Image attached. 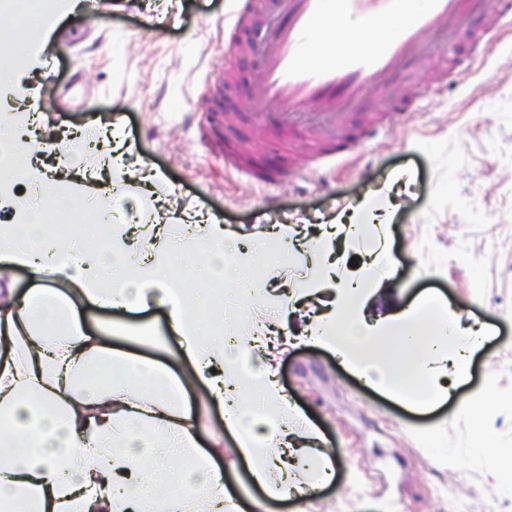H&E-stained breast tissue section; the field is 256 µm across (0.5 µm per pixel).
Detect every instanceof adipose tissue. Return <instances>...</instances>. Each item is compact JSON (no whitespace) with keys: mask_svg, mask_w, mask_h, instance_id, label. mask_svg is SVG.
Segmentation results:
<instances>
[{"mask_svg":"<svg viewBox=\"0 0 512 512\" xmlns=\"http://www.w3.org/2000/svg\"><path fill=\"white\" fill-rule=\"evenodd\" d=\"M81 0H35L29 10L39 39L0 65V98L20 92V75L43 67V41L59 20L81 9ZM346 17L327 18L322 42L364 49L382 31L395 30ZM28 112L0 113V147L10 167L0 177V272L25 271L34 283L24 293L6 288L0 299V512H272L271 502L295 498L296 512H312L318 493L335 479L334 449L319 458L304 451L306 433L321 447V432L283 389L272 365L280 344L254 317L225 323L212 292L221 282L254 311L279 315L293 309L269 281L252 275L258 264L278 261V242L290 225L259 237L214 219L179 212L161 216L147 246L132 225L106 226L104 248L90 250L80 236L59 242L47 213L63 204L100 209L130 176L123 151L100 155L95 169L74 167L72 176L40 173V157L28 133ZM111 173V185L87 195V182ZM334 232L326 230L307 256V276L295 297L333 292L328 312L311 319L301 342L336 355L366 385L427 410L451 397L491 330L464 325L463 315L435 298H423L405 314L370 324L352 281H336L331 257ZM182 267L171 279L172 262ZM48 274L67 281L60 293L40 287ZM194 287L185 290L182 280ZM113 310L159 308L180 342L190 368L167 366L115 350L120 324L88 329L84 304ZM228 324V334L216 327ZM54 335H46V325ZM119 365L121 382L91 384L89 375ZM497 382L461 398L473 416L468 447L450 452L453 462L478 467L503 494H512V457L489 424L497 408ZM224 409V424L207 427L211 405ZM235 446L225 451L224 437ZM193 461L186 469L182 460ZM245 462L254 491L245 494L229 476Z\"/></svg>","mask_w":512,"mask_h":512,"instance_id":"adipose-tissue-1","label":"adipose tissue"}]
</instances>
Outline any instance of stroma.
<instances>
[{
	"label": "stroma",
	"mask_w": 512,
	"mask_h": 512,
	"mask_svg": "<svg viewBox=\"0 0 512 512\" xmlns=\"http://www.w3.org/2000/svg\"><path fill=\"white\" fill-rule=\"evenodd\" d=\"M45 46L46 72H33L16 109H33L37 129L70 134L119 126L133 168L161 171L176 202L239 231L292 227V243L309 247L320 226L361 202L392 201L388 224L372 246L338 242L344 274L389 267L364 306L369 319L401 313L427 294L463 308L466 323L491 329L473 357L460 395L494 372L501 406L493 425L512 449V28L479 43L485 24L467 19L451 48L432 42L392 90L404 115L366 99L343 113L335 134L360 150L324 157L317 108L281 133L261 103L241 108L256 84L259 50L249 30L221 16L238 8L263 17L260 0H86ZM154 27H146V17ZM248 52L230 53L232 44ZM467 63L464 79L456 67ZM223 81L224 96L206 93ZM247 150L251 169L224 161L225 147ZM274 174L271 182L252 169ZM357 267H350V259ZM130 334L118 349L184 367L178 345L141 344V323L164 329L161 312L127 313ZM289 397L321 428L336 451L338 481L316 512H486L501 499L479 470L460 471L444 449L463 447L470 422L457 401L419 412L366 386L326 350L293 343L275 359Z\"/></svg>",
	"instance_id": "obj_1"
}]
</instances>
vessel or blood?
<instances>
[{
    "label": "vessel or blood",
    "instance_id": "1",
    "mask_svg": "<svg viewBox=\"0 0 512 512\" xmlns=\"http://www.w3.org/2000/svg\"><path fill=\"white\" fill-rule=\"evenodd\" d=\"M285 24L269 27L254 93L265 106L293 119L309 103L332 116L356 109L368 95L385 97L391 78L412 62L428 36L447 39L473 12L492 27L512 24V0H276ZM347 15L377 23L398 19L395 33L368 49L315 37L325 16Z\"/></svg>",
    "mask_w": 512,
    "mask_h": 512
}]
</instances>
